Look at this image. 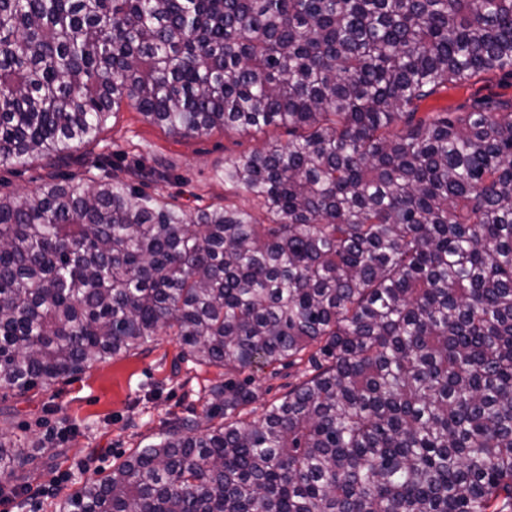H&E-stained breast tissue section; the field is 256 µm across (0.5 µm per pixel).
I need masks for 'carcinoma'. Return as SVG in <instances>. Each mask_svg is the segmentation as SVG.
<instances>
[{
	"mask_svg": "<svg viewBox=\"0 0 512 512\" xmlns=\"http://www.w3.org/2000/svg\"><path fill=\"white\" fill-rule=\"evenodd\" d=\"M512 77V0H0V389L162 333L243 373L203 433L156 440L62 512H512V99L418 115ZM128 101L173 135L269 141L224 159L258 211L185 208L162 162L67 173ZM36 458L0 433V477ZM495 95L512 98V78L501 72H490L462 84L448 85L445 89L420 104L418 115L448 108V112H461L476 98ZM46 170L39 162L34 161L27 168L4 166L0 168V191H32L44 179ZM300 370L282 369L277 375H271L269 369L251 373L252 385L259 389L260 394L259 401L252 405L254 412L251 417L259 416L266 402L284 397L288 393V384L294 382Z\"/></svg>",
	"mask_w": 512,
	"mask_h": 512,
	"instance_id": "cac0c4a2",
	"label": "carcinoma"
}]
</instances>
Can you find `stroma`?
<instances>
[{
	"label": "stroma",
	"instance_id": "stroma-1",
	"mask_svg": "<svg viewBox=\"0 0 512 512\" xmlns=\"http://www.w3.org/2000/svg\"><path fill=\"white\" fill-rule=\"evenodd\" d=\"M512 98V78L490 72L454 84L423 101L421 111L460 112L476 98ZM287 141L285 129L263 132L214 130L203 137H181L146 122L121 103L100 141L80 147V154L127 149L137 144L141 161L161 157L173 167L165 192L188 207L233 204L250 209L253 199L225 188L217 172L230 155L247 154L267 141ZM176 337L163 334L136 351L95 365L68 383L37 387L25 396L0 390V432L36 455L33 468L21 473L12 512H59L60 504L85 481L111 472L134 449L154 440L175 417L204 422V390L223 379L220 366L180 360ZM68 475L55 495L44 487Z\"/></svg>",
	"mask_w": 512,
	"mask_h": 512
}]
</instances>
